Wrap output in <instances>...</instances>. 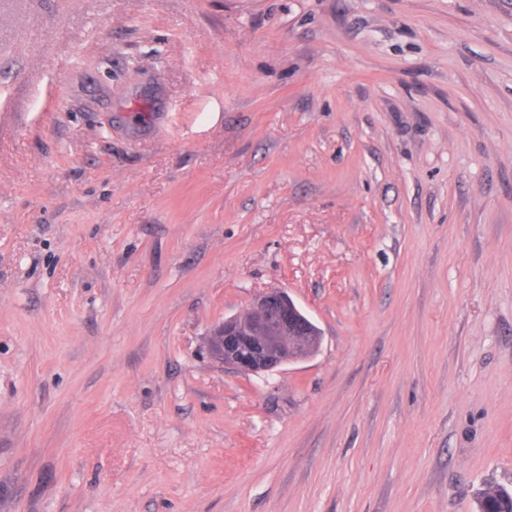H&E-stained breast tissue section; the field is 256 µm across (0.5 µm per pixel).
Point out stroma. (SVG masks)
<instances>
[{"label": "stroma", "instance_id": "stroma-1", "mask_svg": "<svg viewBox=\"0 0 512 512\" xmlns=\"http://www.w3.org/2000/svg\"><path fill=\"white\" fill-rule=\"evenodd\" d=\"M286 290L266 375L210 327ZM512 490V0H0V512H477ZM317 346L318 337L279 288L256 296L245 314L225 318L204 338L210 360L254 375L306 358ZM480 512H512V494L507 490L491 485L480 496Z\"/></svg>", "mask_w": 512, "mask_h": 512}]
</instances>
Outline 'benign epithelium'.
<instances>
[{"label": "benign epithelium", "instance_id": "obj_1", "mask_svg": "<svg viewBox=\"0 0 512 512\" xmlns=\"http://www.w3.org/2000/svg\"><path fill=\"white\" fill-rule=\"evenodd\" d=\"M318 346L292 299L279 288L256 296L249 310L214 325L204 338L210 360L244 374H264L301 360Z\"/></svg>", "mask_w": 512, "mask_h": 512}]
</instances>
